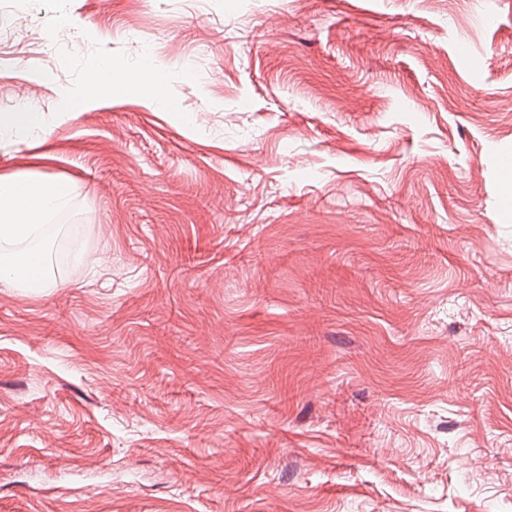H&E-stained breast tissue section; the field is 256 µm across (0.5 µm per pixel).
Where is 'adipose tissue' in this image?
I'll return each instance as SVG.
<instances>
[{"label": "adipose tissue", "mask_w": 512, "mask_h": 512, "mask_svg": "<svg viewBox=\"0 0 512 512\" xmlns=\"http://www.w3.org/2000/svg\"><path fill=\"white\" fill-rule=\"evenodd\" d=\"M70 194L69 183L55 178H0V286L51 287L48 253H18L11 246L35 238L47 218L67 205Z\"/></svg>", "instance_id": "1"}]
</instances>
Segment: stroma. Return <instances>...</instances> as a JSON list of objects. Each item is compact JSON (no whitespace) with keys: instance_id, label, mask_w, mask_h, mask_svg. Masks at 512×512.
I'll return each instance as SVG.
<instances>
[{"instance_id":"1","label":"stroma","mask_w":512,"mask_h":512,"mask_svg":"<svg viewBox=\"0 0 512 512\" xmlns=\"http://www.w3.org/2000/svg\"><path fill=\"white\" fill-rule=\"evenodd\" d=\"M27 26L66 53L0 0V115H42L0 177L70 181L42 240L80 230L0 288V512H512V0ZM148 59L165 87L85 84ZM107 75L108 78H104ZM126 81L124 71L113 68L111 62H104L90 70L86 75V83L93 87L112 90L120 88Z\"/></svg>"}]
</instances>
